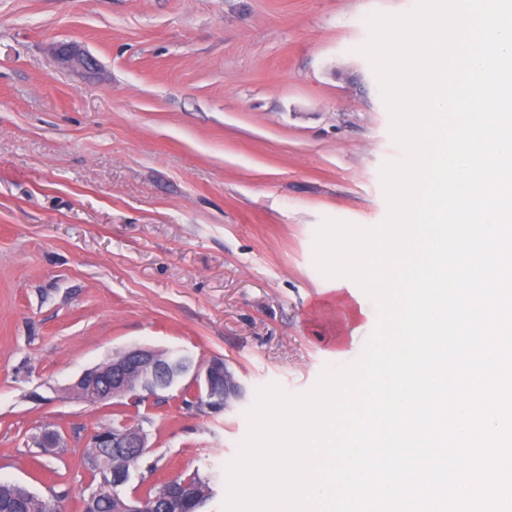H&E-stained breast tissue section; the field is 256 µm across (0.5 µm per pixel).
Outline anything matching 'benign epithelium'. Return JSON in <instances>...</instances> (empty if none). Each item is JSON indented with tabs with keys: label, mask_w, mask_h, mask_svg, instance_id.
Instances as JSON below:
<instances>
[{
	"label": "benign epithelium",
	"mask_w": 512,
	"mask_h": 512,
	"mask_svg": "<svg viewBox=\"0 0 512 512\" xmlns=\"http://www.w3.org/2000/svg\"><path fill=\"white\" fill-rule=\"evenodd\" d=\"M56 57L61 62L85 69L92 65V58L74 45L59 46ZM168 373L169 369L162 363L159 351L129 347L115 354L112 359L83 372L72 385V391L84 402L101 403L118 395L125 396L133 383L137 384L138 393L156 396L182 385L188 378L198 389L196 396L203 395L212 400L211 408L216 410L224 408V399L233 391L229 384H221V380L227 378V369L221 358H214L202 365L190 357L165 384H158L157 378ZM35 443L41 448H60L64 439L57 430H45L35 438ZM131 446L144 450L148 448V434L141 427L131 424L114 428L110 432L101 430L93 435L91 442L93 448L111 449L114 459L126 457L125 449ZM105 464L104 460L94 463L98 467L96 473L99 482L96 487L89 488V497L96 498L105 491L112 495L115 512H147L141 489L127 491L137 463L128 461L117 469H105ZM185 487L187 484L177 479L169 480L159 488L157 500L174 504L180 512L184 507Z\"/></svg>",
	"instance_id": "1"
}]
</instances>
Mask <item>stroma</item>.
<instances>
[{"label": "stroma", "mask_w": 512, "mask_h": 512, "mask_svg": "<svg viewBox=\"0 0 512 512\" xmlns=\"http://www.w3.org/2000/svg\"><path fill=\"white\" fill-rule=\"evenodd\" d=\"M412 0H0V483L81 512L90 438L142 425L145 484L191 473L222 512L258 388L300 393L345 334L317 227L387 215L390 117L357 52ZM74 44L95 67L59 63ZM222 358L223 410L172 390L88 404L131 346ZM60 430L67 446L32 438Z\"/></svg>", "instance_id": "1"}]
</instances>
